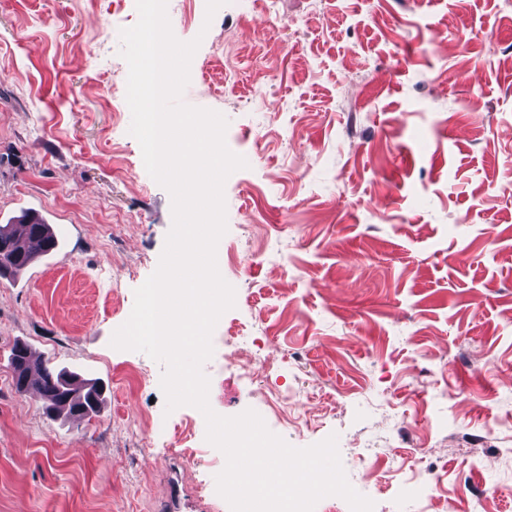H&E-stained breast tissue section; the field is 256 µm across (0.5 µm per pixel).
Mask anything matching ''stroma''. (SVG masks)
Returning <instances> with one entry per match:
<instances>
[{
	"label": "stroma",
	"mask_w": 512,
	"mask_h": 512,
	"mask_svg": "<svg viewBox=\"0 0 512 512\" xmlns=\"http://www.w3.org/2000/svg\"><path fill=\"white\" fill-rule=\"evenodd\" d=\"M271 8L168 13L201 41L183 102L223 114L248 163L224 185L236 296L210 406L264 408L297 448L336 436L374 512H512V0ZM137 20L135 0H0V224L35 212L59 242L0 277V512H161L178 471L225 512L202 413L166 412L163 364L110 345L173 222L129 133ZM19 343L98 381L100 415L17 392ZM412 474L437 488L427 507Z\"/></svg>",
	"instance_id": "1"
}]
</instances>
